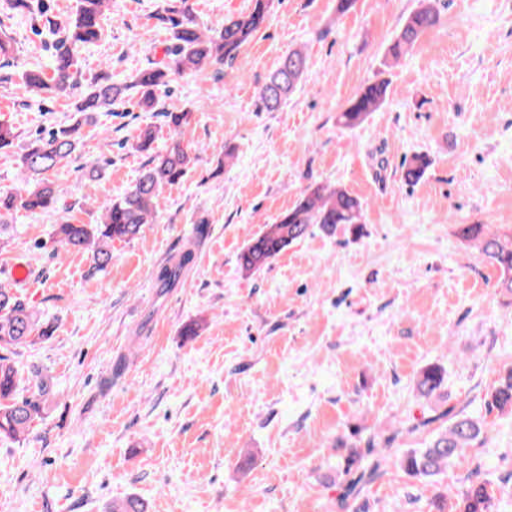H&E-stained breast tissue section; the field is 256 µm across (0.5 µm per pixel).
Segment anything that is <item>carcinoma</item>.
<instances>
[{
	"label": "carcinoma",
	"mask_w": 512,
	"mask_h": 512,
	"mask_svg": "<svg viewBox=\"0 0 512 512\" xmlns=\"http://www.w3.org/2000/svg\"><path fill=\"white\" fill-rule=\"evenodd\" d=\"M180 3V8L168 9L170 16L166 20L172 45L166 48L161 59L149 62L122 83L112 81L107 73L92 77L75 104L77 115L73 123L44 136L38 135L29 142L21 157L27 188L21 193L0 189V218L17 208L33 214L64 208L66 190L47 181L43 175L71 158L78 148L83 125L93 120L97 112H110L112 106L134 98L144 111L162 113L175 132L189 125L192 111L165 108L159 92L168 87L176 75L235 60L249 40L269 23L273 0H250L246 12L224 20V26L211 34L201 29L188 0H180ZM108 4L109 0H76L74 10L65 20H48V34L54 37L50 62L46 67L24 72L19 90L59 97L74 85L76 55L101 39ZM11 8L34 10L46 17L50 5L45 0H11ZM439 21V12L431 0H422L406 17L388 47L384 65L397 63L420 36ZM305 68L306 57L302 51L288 53L260 91L263 108L269 112L279 109ZM388 87V80L384 78L362 86L338 113L337 123L349 129L361 125L385 104ZM193 161L192 149L180 139H173L164 154L149 160L148 168L124 194L102 206L99 223L74 224L65 220L58 224L56 242L67 249L89 252V274L105 271L112 262V242L134 239L141 235L145 225L154 223L160 189L182 180ZM426 166L424 157L413 156L402 173L403 180L408 184L417 183ZM362 212L363 203L347 190L314 181L291 207L247 241L238 254V265L245 274L253 275L268 267L289 245L309 235L313 225H319L330 234L340 229L354 231L362 223ZM456 235L476 244L483 257L498 269V286L512 294V236L492 234L483 224H459ZM193 260L190 249L170 259L157 272L159 287H176ZM52 335L51 324L41 321L19 297L0 288V436L18 440L41 418L42 403L51 394L50 377L32 367L27 378L29 395L20 394L21 378L10 355L18 347L34 346ZM445 376V370L438 365L425 368L416 382L419 395L424 398L440 395ZM487 406L490 411L512 412V368L491 392ZM484 428L482 419L456 414L451 424L438 431L423 447L409 449L400 459V467L411 478L432 481L448 466L464 458L466 449L480 440ZM386 460L379 451L371 452L365 459L357 451L349 450L345 465L349 479L336 498V512H349L350 501L360 495L366 484L381 476ZM491 501L487 483L475 478L461 491L457 509L458 512H490ZM111 512H147V505L140 498L128 497L113 503Z\"/></svg>",
	"instance_id": "carcinoma-1"
}]
</instances>
